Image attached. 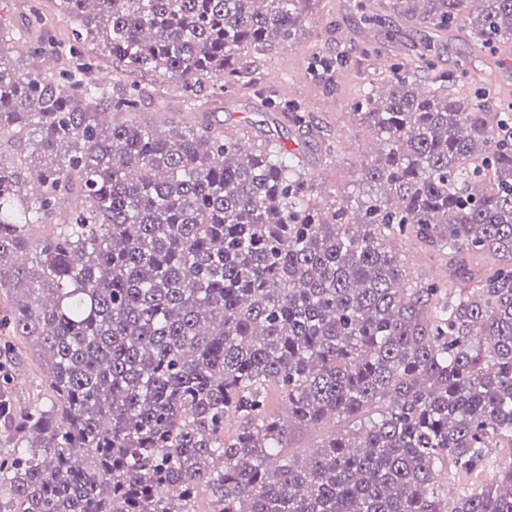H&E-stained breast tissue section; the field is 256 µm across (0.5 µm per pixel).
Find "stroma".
<instances>
[{
    "label": "stroma",
    "instance_id": "stroma-1",
    "mask_svg": "<svg viewBox=\"0 0 512 512\" xmlns=\"http://www.w3.org/2000/svg\"><path fill=\"white\" fill-rule=\"evenodd\" d=\"M33 4L42 8L45 18L41 25L31 29L27 39L17 40L14 56L21 65L26 64L28 51L38 43L64 40L70 32L66 18L57 13L50 0H0V21L10 28L24 26ZM372 12L371 0H321L308 32L296 43L251 59V66L257 67L264 82L278 89L283 107L268 108L243 93L213 97L207 114L201 116L184 110L181 81L167 78L161 81L158 94L145 98L130 119L150 123L156 113L163 112L171 126L195 127L205 122L228 132L277 141L300 154L312 188V199L322 203L351 191L362 179L364 162L377 148L370 130L348 115V107L359 95L363 81L340 76L333 82L317 84L306 76L305 67L315 53L359 49L370 31L382 42L386 55L409 58L415 51L420 31L402 27L393 12L384 13L381 23L368 26L366 17ZM464 57L475 60L487 82L512 96V56L487 54L476 43L459 36L445 42L440 67L455 70L457 61ZM293 99L302 103L313 123L322 126L331 139L338 141L337 155L326 156L321 144L305 129L289 124L286 103ZM397 248L411 275L425 279L446 276L448 268L444 262L417 240H399ZM19 370L20 408L46 404L50 397L47 371L38 360L37 346L27 345Z\"/></svg>",
    "mask_w": 512,
    "mask_h": 512
}]
</instances>
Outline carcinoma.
<instances>
[{
    "instance_id": "cac0c4a2",
    "label": "carcinoma",
    "mask_w": 512,
    "mask_h": 512,
    "mask_svg": "<svg viewBox=\"0 0 512 512\" xmlns=\"http://www.w3.org/2000/svg\"><path fill=\"white\" fill-rule=\"evenodd\" d=\"M54 2L72 39L33 49L26 73L0 27V512H199L203 491L209 512H512V460L460 492L441 481L512 448V102L470 88L468 61L436 71L424 40L351 107L379 141L374 191L320 205L281 144L244 155L224 130L102 113L137 111L144 76L182 80L191 109L206 83L276 101L244 58L294 43L320 0ZM390 8L512 44V0ZM97 47L123 66L117 92ZM48 54L66 65L43 72ZM380 54L318 55L309 73ZM408 235L448 279L411 276ZM31 337L51 404L21 412L10 362ZM331 419L346 427L290 455V426Z\"/></svg>"
}]
</instances>
